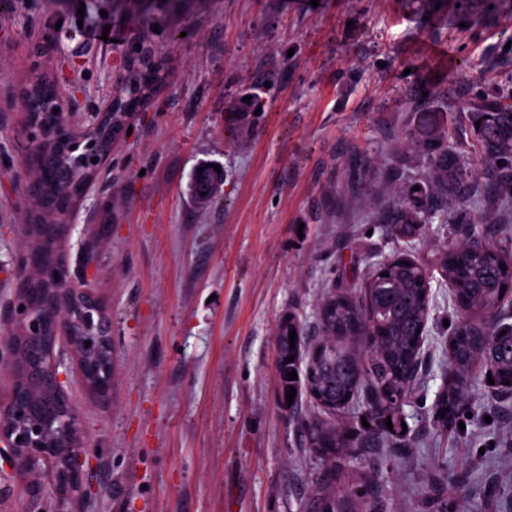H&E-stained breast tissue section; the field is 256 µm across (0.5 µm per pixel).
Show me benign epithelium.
<instances>
[{
    "label": "benign epithelium",
    "instance_id": "obj_1",
    "mask_svg": "<svg viewBox=\"0 0 512 512\" xmlns=\"http://www.w3.org/2000/svg\"><path fill=\"white\" fill-rule=\"evenodd\" d=\"M38 249L32 237L27 252L17 259L21 281L15 291V324L6 352L0 353L11 378L9 398L0 404V446L16 468L29 475L47 472L56 492L71 496L84 481L79 456L85 441L60 381L63 362L55 346L65 338L86 386L107 397L112 392V341L108 327L100 336L72 335L65 305L74 293L88 298L99 317L107 315L92 290L76 282L61 258L51 264L34 260ZM49 271L67 277L71 287L59 290L51 300L36 301L28 284L44 279Z\"/></svg>",
    "mask_w": 512,
    "mask_h": 512
}]
</instances>
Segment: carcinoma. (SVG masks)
Returning <instances> with one entry per match:
<instances>
[{"label": "carcinoma", "mask_w": 512, "mask_h": 512, "mask_svg": "<svg viewBox=\"0 0 512 512\" xmlns=\"http://www.w3.org/2000/svg\"><path fill=\"white\" fill-rule=\"evenodd\" d=\"M160 72H146L116 91L117 110L136 111L150 97ZM36 120L30 121L38 142L30 162L40 177L35 189L37 210L31 214L27 231L41 241L44 256L59 251L56 234L41 221L40 210L55 214V223L70 220L72 199L67 188H78L90 179V160L69 149V141L53 140L40 134L39 123L51 117L54 100L51 85L36 80L29 89ZM480 122L477 135L488 170L506 177L512 193V108L472 113ZM121 132V127L103 125L97 130L70 133L73 138L88 136L105 146ZM476 172L464 163L431 152L428 183L413 192V201L390 212L396 234L409 237L420 231L438 200ZM442 275L452 288L453 303L461 319L448 341V383L434 406L433 420L440 431L457 428L460 397L467 391L468 373L483 367L494 380L499 395H512V325H491L481 334L476 321L491 318L512 302V259L497 245L492 250L473 249L467 243L450 247L437 260ZM429 273L412 260L403 263H376L366 277L360 296L338 290L321 304L318 320L321 339L314 350L307 344L300 321L288 313L281 317L276 331L279 402L288 410L286 391L295 389V398L312 393L316 408L325 414L309 426L306 447L330 465L349 449L370 438H378L389 448H409L411 439L402 433L405 400L416 378L423 332L431 310ZM297 339L289 341V332ZM292 356L294 361L286 358ZM296 371L297 379L288 373ZM363 402L362 415L369 426L348 431L328 416L344 412L355 401ZM443 415H438V412ZM392 428H387L386 418Z\"/></svg>", "instance_id": "1"}]
</instances>
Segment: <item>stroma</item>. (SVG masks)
Wrapping results in <instances>:
<instances>
[{
    "instance_id": "35a3bbf8",
    "label": "stroma",
    "mask_w": 512,
    "mask_h": 512,
    "mask_svg": "<svg viewBox=\"0 0 512 512\" xmlns=\"http://www.w3.org/2000/svg\"><path fill=\"white\" fill-rule=\"evenodd\" d=\"M104 23L112 43L89 39ZM145 64L164 79L64 229L70 270L95 245L112 336L105 398L55 347L87 440L85 490L59 499L47 476L0 459V512H318L328 494L346 512H512V398L480 372L464 429L442 440L431 422L458 320L433 263L462 240L459 218L439 205L411 239L388 221L425 185L432 148L479 160L470 113L512 106V0H0V339L36 179L24 90L48 79L80 130ZM206 164L224 174L210 205L190 189ZM469 218L496 241L512 197L479 181ZM400 252L431 268L403 407L414 445L327 465L304 445L316 408L279 405L276 325L291 312L316 338L327 293H358Z\"/></svg>"
}]
</instances>
